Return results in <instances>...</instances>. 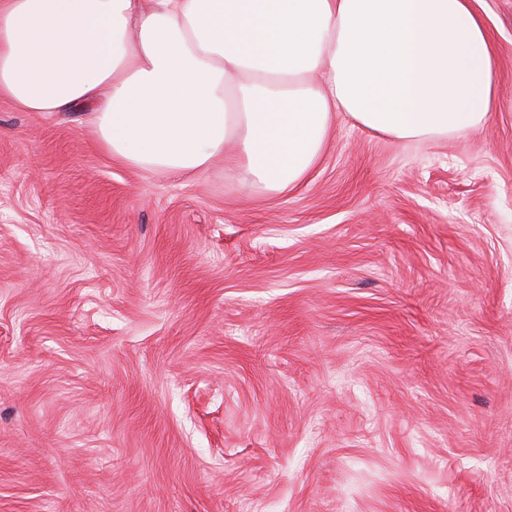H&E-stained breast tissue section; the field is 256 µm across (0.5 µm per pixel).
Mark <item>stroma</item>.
Wrapping results in <instances>:
<instances>
[{
	"label": "stroma",
	"mask_w": 512,
	"mask_h": 512,
	"mask_svg": "<svg viewBox=\"0 0 512 512\" xmlns=\"http://www.w3.org/2000/svg\"><path fill=\"white\" fill-rule=\"evenodd\" d=\"M487 124L337 115L288 195L0 99V512H512V0Z\"/></svg>",
	"instance_id": "obj_1"
}]
</instances>
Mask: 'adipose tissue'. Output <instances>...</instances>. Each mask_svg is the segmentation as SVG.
Listing matches in <instances>:
<instances>
[{
    "label": "adipose tissue",
    "mask_w": 512,
    "mask_h": 512,
    "mask_svg": "<svg viewBox=\"0 0 512 512\" xmlns=\"http://www.w3.org/2000/svg\"><path fill=\"white\" fill-rule=\"evenodd\" d=\"M496 59L471 0H0V98L90 114L146 171L283 195L337 113L399 140L486 123Z\"/></svg>",
    "instance_id": "obj_1"
}]
</instances>
